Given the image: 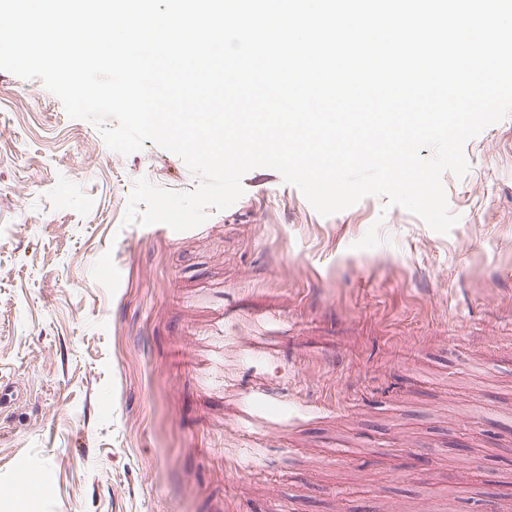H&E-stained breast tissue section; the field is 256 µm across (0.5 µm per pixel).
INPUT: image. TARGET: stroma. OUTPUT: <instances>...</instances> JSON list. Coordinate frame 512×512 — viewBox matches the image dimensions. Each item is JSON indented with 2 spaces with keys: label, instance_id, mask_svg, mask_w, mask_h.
I'll list each match as a JSON object with an SVG mask.
<instances>
[{
  "label": "stroma",
  "instance_id": "stroma-1",
  "mask_svg": "<svg viewBox=\"0 0 512 512\" xmlns=\"http://www.w3.org/2000/svg\"><path fill=\"white\" fill-rule=\"evenodd\" d=\"M464 154L446 234L269 168L127 226L136 180L199 177L0 70V512H512V115ZM23 465L48 485L10 492Z\"/></svg>",
  "mask_w": 512,
  "mask_h": 512
}]
</instances>
